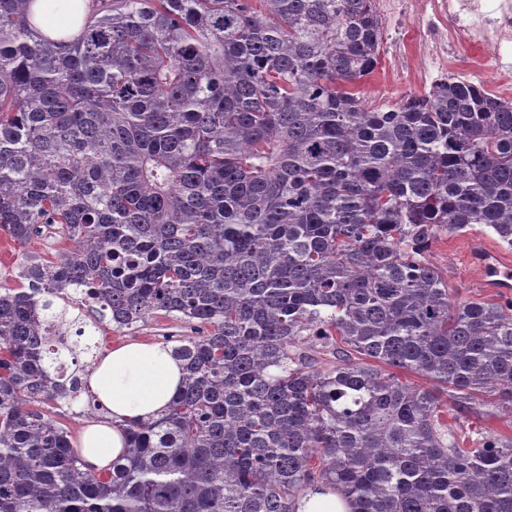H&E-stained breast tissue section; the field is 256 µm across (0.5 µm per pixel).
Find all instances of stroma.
Returning <instances> with one entry per match:
<instances>
[{"label":"stroma","mask_w":512,"mask_h":512,"mask_svg":"<svg viewBox=\"0 0 512 512\" xmlns=\"http://www.w3.org/2000/svg\"><path fill=\"white\" fill-rule=\"evenodd\" d=\"M433 0H377L376 6L383 26V49L378 66L362 83L365 103L379 108L396 102L408 93L429 91L441 75L453 73L483 84L486 88L512 99V42L492 47L484 41L460 44L454 55H428L424 42L429 33L422 23L431 13ZM473 240L497 248L501 256L512 262V248L499 244L482 225L463 233L441 235L426 254L427 261L443 272L452 298L460 301L492 299L484 286L486 274L468 260L465 251ZM66 245L57 236L44 233L33 237L22 247L0 237V288H21L25 282L18 276L20 267L29 261H58ZM84 342L98 344L101 351L129 340L159 342L163 337L177 339L193 335L190 324L174 317H157L135 327L117 332L111 327L96 329L93 315H86Z\"/></svg>","instance_id":"obj_1"}]
</instances>
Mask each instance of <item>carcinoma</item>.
Listing matches in <instances>:
<instances>
[{
	"label": "carcinoma",
	"instance_id": "cac0c4a2",
	"mask_svg": "<svg viewBox=\"0 0 512 512\" xmlns=\"http://www.w3.org/2000/svg\"><path fill=\"white\" fill-rule=\"evenodd\" d=\"M35 2L0 0V233L73 249L0 289V512H512V438L444 421L512 407V299L425 259L512 246V101L448 74L367 107L375 0H92L70 39ZM70 307L197 330L105 474L61 421L97 409ZM471 240H481L495 248L506 261L511 262L512 269V248L502 245L497 237L484 230L482 225L475 224L465 233L442 234L431 244L426 259L443 272L448 280L452 298L459 301L492 300L499 296L495 293L511 295L512 298L511 269H501L500 266L504 263L495 249L474 242L470 246V257L481 265L485 274L484 270L478 264L469 261L465 254ZM297 353L306 354L319 370L330 369L336 365V356L331 349L321 350L320 346L311 347L308 343H299L295 349ZM346 505L331 490H309L297 512H346Z\"/></svg>",
	"mask_w": 512,
	"mask_h": 512
}]
</instances>
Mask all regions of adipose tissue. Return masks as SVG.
<instances>
[{"label":"adipose tissue","mask_w":512,"mask_h":512,"mask_svg":"<svg viewBox=\"0 0 512 512\" xmlns=\"http://www.w3.org/2000/svg\"><path fill=\"white\" fill-rule=\"evenodd\" d=\"M183 375L166 343L129 340L98 358L88 383L102 411L73 441L87 469L103 470L124 452L127 421L158 419L180 390Z\"/></svg>","instance_id":"ef3b65f1"}]
</instances>
